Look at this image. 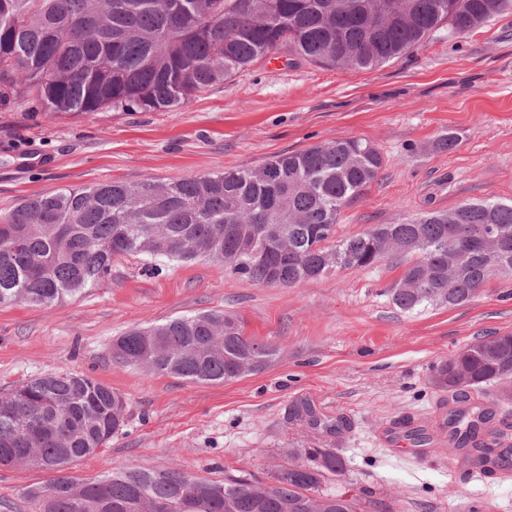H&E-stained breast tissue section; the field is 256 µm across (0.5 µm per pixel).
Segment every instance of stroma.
<instances>
[{"label": "stroma", "instance_id": "35a3bbf8", "mask_svg": "<svg viewBox=\"0 0 512 512\" xmlns=\"http://www.w3.org/2000/svg\"><path fill=\"white\" fill-rule=\"evenodd\" d=\"M453 135L452 151L439 149ZM359 138L384 157L378 179L342 211L338 233L512 200V10L469 33L431 35L374 69H336L280 52L190 104L88 116L19 100L0 112V213L63 187L166 181L253 167L336 139ZM112 261V277L51 306L0 305V395L48 371L98 380L127 402L108 448L69 473L178 466L223 479L265 474L308 432L290 426L307 396L350 428L330 438L346 471L325 485L403 512H512V471L462 466L447 441L418 448L403 425L433 429L440 392L429 377L476 339L512 333V278L495 276L467 303L405 313L385 290L403 272L391 260L288 288L261 286L208 260ZM237 316L246 336L276 346L266 370L226 383L191 382L112 361L125 331L197 312ZM50 475L0 468V512H35L25 487Z\"/></svg>", "mask_w": 512, "mask_h": 512}]
</instances>
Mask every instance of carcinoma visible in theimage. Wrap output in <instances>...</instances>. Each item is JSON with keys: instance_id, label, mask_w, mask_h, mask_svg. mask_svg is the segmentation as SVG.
<instances>
[{"instance_id": "1", "label": "carcinoma", "mask_w": 512, "mask_h": 512, "mask_svg": "<svg viewBox=\"0 0 512 512\" xmlns=\"http://www.w3.org/2000/svg\"><path fill=\"white\" fill-rule=\"evenodd\" d=\"M512 7V0H0V110L31 99L45 112L163 110L198 95L273 53L318 65L376 68L423 46L436 30L463 35ZM374 145L338 139L275 155L255 167L167 182L64 187L0 215V304L51 305L112 275V259L148 255L208 259L262 286L289 287L337 270L405 258L385 289L404 312L469 301L494 276L512 277V201L486 199L399 224L337 236L342 210L379 176ZM493 228L496 242L453 253L451 230ZM196 382H228L268 368L278 349L244 334L220 311L133 328L113 361ZM503 387L490 402L512 405V334L488 336L440 362L432 387L455 398ZM0 396V467L56 477L24 491L36 512H358L356 499L323 485L345 470L316 440L288 449V464L265 479L215 481L164 469H120L93 479L64 474L109 447L126 401L88 376L54 372ZM449 413L462 448L477 426ZM288 423L334 435L340 418L308 399L289 405Z\"/></svg>"}]
</instances>
